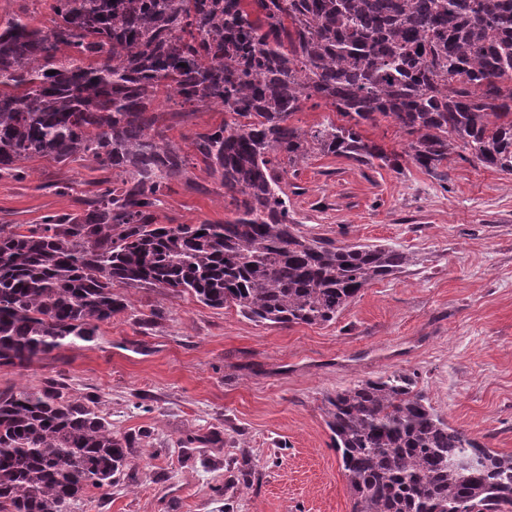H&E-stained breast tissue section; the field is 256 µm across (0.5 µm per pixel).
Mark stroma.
<instances>
[{"label":"stroma","instance_id":"stroma-1","mask_svg":"<svg viewBox=\"0 0 512 512\" xmlns=\"http://www.w3.org/2000/svg\"><path fill=\"white\" fill-rule=\"evenodd\" d=\"M223 120L216 105L167 114L165 136L189 154L194 134ZM24 167V180L0 177V224L79 211L100 177L80 156ZM447 173L441 181L411 163L397 172L313 153L286 176L304 234L387 245L414 261L362 289L336 321L271 327L186 293L117 285L127 307L95 342L25 369L0 366V390L36 391L60 376L69 397H98L114 431L142 437L131 476L71 512H351L324 398L399 370L417 373L450 426L512 453V175L455 148ZM190 177L164 197L160 223L230 218L202 165ZM190 431L220 441L182 448Z\"/></svg>","mask_w":512,"mask_h":512}]
</instances>
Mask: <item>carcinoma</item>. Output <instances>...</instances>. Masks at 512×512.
Here are the masks:
<instances>
[{
	"label": "carcinoma",
	"mask_w": 512,
	"mask_h": 512,
	"mask_svg": "<svg viewBox=\"0 0 512 512\" xmlns=\"http://www.w3.org/2000/svg\"><path fill=\"white\" fill-rule=\"evenodd\" d=\"M0 27V174L77 154L103 177L77 213L0 224V365L94 341L126 308L112 286L188 293L273 326L336 320L413 265L384 245L308 237L281 183L312 153L442 179L457 147L512 174V0H54ZM55 74H49V71ZM224 108L192 139L234 218L160 224L188 159L165 141L159 94ZM319 98L346 122L291 123ZM392 121L389 155L362 126ZM415 372L325 398L352 512H512V453L448 425ZM48 379L0 390V512H69L129 466L97 399Z\"/></svg>",
	"instance_id": "cac0c4a2"
}]
</instances>
